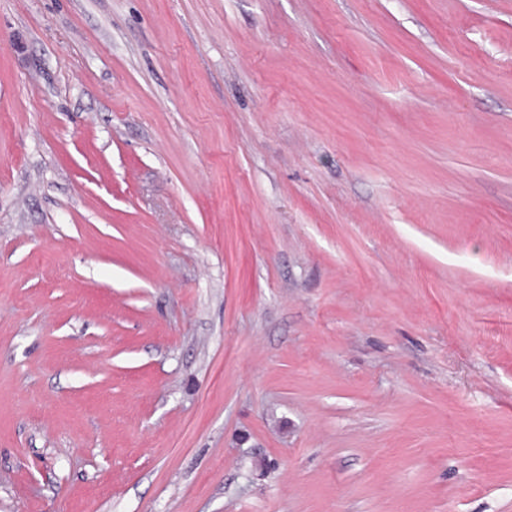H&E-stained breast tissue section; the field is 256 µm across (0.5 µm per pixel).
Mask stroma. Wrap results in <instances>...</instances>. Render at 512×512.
Returning <instances> with one entry per match:
<instances>
[{"label": "stroma", "mask_w": 512, "mask_h": 512, "mask_svg": "<svg viewBox=\"0 0 512 512\" xmlns=\"http://www.w3.org/2000/svg\"><path fill=\"white\" fill-rule=\"evenodd\" d=\"M0 512H512V0H0Z\"/></svg>", "instance_id": "stroma-1"}]
</instances>
